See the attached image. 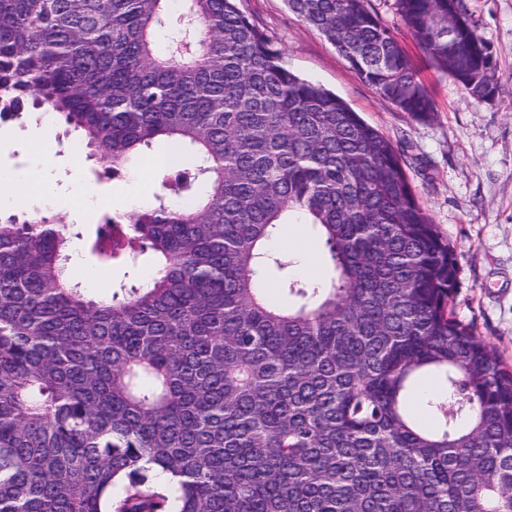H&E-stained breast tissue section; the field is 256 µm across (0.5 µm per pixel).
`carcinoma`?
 Wrapping results in <instances>:
<instances>
[{"instance_id":"obj_1","label":"carcinoma","mask_w":512,"mask_h":512,"mask_svg":"<svg viewBox=\"0 0 512 512\" xmlns=\"http://www.w3.org/2000/svg\"><path fill=\"white\" fill-rule=\"evenodd\" d=\"M384 100L433 101L368 0H286ZM432 63L497 91L464 0H395ZM0 0V119L28 108L161 192L90 251L152 282L71 285L50 212L0 224V512H512V366L456 319L454 247L394 145L283 61L237 0ZM170 143L177 162L149 153ZM314 226L332 272L268 247ZM280 275L276 304L259 285ZM441 381L434 426L408 409ZM169 481L149 486L155 471Z\"/></svg>"}]
</instances>
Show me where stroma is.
I'll use <instances>...</instances> for the list:
<instances>
[{"label": "stroma", "mask_w": 512, "mask_h": 512, "mask_svg": "<svg viewBox=\"0 0 512 512\" xmlns=\"http://www.w3.org/2000/svg\"><path fill=\"white\" fill-rule=\"evenodd\" d=\"M478 35L488 44L498 91L493 99L469 97L447 73L436 69L418 47L394 0H370L371 7L406 46L418 76L434 101L432 119L418 121L382 100L318 31L306 26L285 0H239L256 24L273 36L289 70L320 83L346 101L401 153L406 175L432 222L453 245L457 288L451 309L473 323L501 360L512 365V0H464ZM39 118L0 121L13 133L9 150L0 149V164L30 168L28 140ZM52 166L43 176L58 196H32L35 210L59 211L63 195L87 192L91 206L77 218L72 278L83 283L94 271L95 296L105 297L126 283L124 268L100 265L85 247L84 235L104 214L123 210L139 195L131 171L115 176L88 151H75L72 138L52 128Z\"/></svg>", "instance_id": "stroma-1"}]
</instances>
